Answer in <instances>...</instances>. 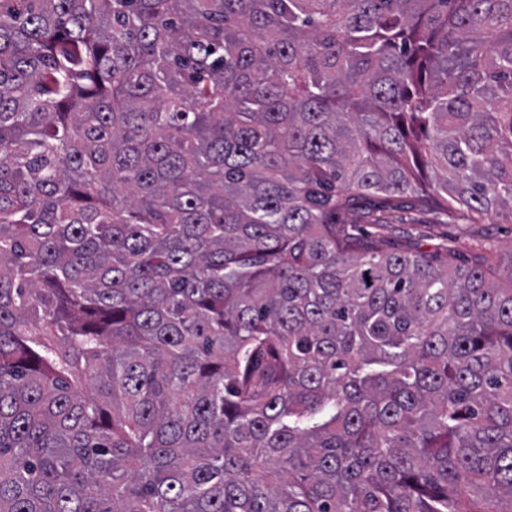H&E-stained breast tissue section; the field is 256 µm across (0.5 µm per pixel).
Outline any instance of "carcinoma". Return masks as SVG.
Returning a JSON list of instances; mask_svg holds the SVG:
<instances>
[{
  "label": "carcinoma",
  "mask_w": 512,
  "mask_h": 512,
  "mask_svg": "<svg viewBox=\"0 0 512 512\" xmlns=\"http://www.w3.org/2000/svg\"><path fill=\"white\" fill-rule=\"evenodd\" d=\"M512 220V0H0V512H512V287L336 226Z\"/></svg>",
  "instance_id": "obj_1"
}]
</instances>
